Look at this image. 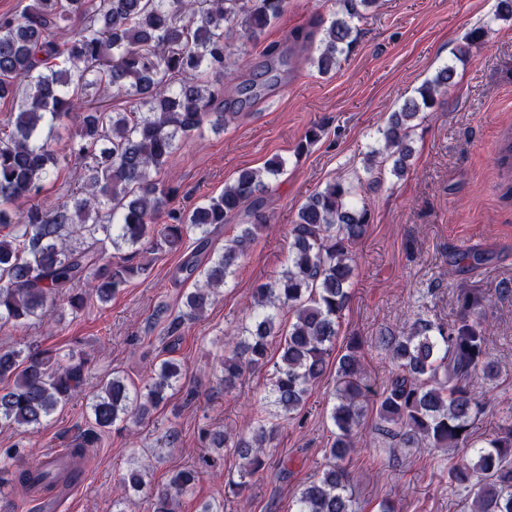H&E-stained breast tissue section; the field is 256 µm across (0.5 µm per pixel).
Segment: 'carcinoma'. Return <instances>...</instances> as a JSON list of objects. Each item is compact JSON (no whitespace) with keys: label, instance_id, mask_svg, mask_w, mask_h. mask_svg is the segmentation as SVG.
<instances>
[{"label":"carcinoma","instance_id":"carcinoma-1","mask_svg":"<svg viewBox=\"0 0 512 512\" xmlns=\"http://www.w3.org/2000/svg\"><path fill=\"white\" fill-rule=\"evenodd\" d=\"M288 0H30L19 15L0 16V101L11 103L0 121V327L35 319L49 323L47 304L61 297L73 312L82 309L81 285L106 304L137 276L150 275L151 262L136 260L152 250L177 249L189 233L208 245L209 227L247 222L224 248L200 261L187 256L178 273L194 280L182 309L169 324L175 333L197 319L220 296L258 232L270 221L260 194L280 175L284 162L275 157L257 169H243L224 191L188 211L168 208L175 190L156 179L177 150L178 142L205 123L221 129L230 113L215 103L211 81L237 79L231 48L250 44L285 12ZM71 30L61 42L60 30ZM352 27L334 19L323 33L317 71L336 70L338 56L351 44ZM487 26L470 29L456 59L485 42ZM452 69L444 67L418 89V97L390 115L380 132L381 145L365 159L366 173L380 180L384 171L401 178L412 156L411 135L420 113L448 88ZM132 100L129 112H90L89 90ZM79 115L69 158L81 168L80 183L63 200L16 204L37 197L56 176L62 158L52 148L56 126ZM497 165L510 179L503 199L512 200V132L497 153ZM356 187L333 180L299 208L290 229L288 264L272 281L253 288L249 322L228 339L222 363L224 391L234 389L245 371L268 362L270 344L278 343L279 361L267 390L266 404L288 418L307 404L312 388L336 356V402L330 410L333 439L325 449L321 476L298 489L295 512H358L350 493L344 461L356 447L368 410L375 400L373 428L397 438L405 448H468L472 458L455 464L448 478L469 489L474 512H512V417L501 420L497 435L474 440L477 415L490 405L479 396L478 381H493L499 370L487 349L480 320L491 304L481 291L462 288L453 319L437 323L417 314L410 331H383L372 339L391 365L384 389L374 394L364 381L365 341L347 338L334 353L339 319L347 307L355 271L354 248L369 227L366 205L355 201ZM168 222L156 225L161 214ZM130 249L120 262L107 257ZM488 261L478 249L457 252L452 266L474 268ZM287 311L293 321L283 325ZM88 360L70 357L61 364L50 351H0V423L37 427L59 405L88 384ZM185 367L171 358L160 361L140 388H129L119 375L104 382L89 401L95 430L65 449L64 469L43 457L24 461L16 451L0 458V480L24 491L47 493L81 468L97 440V431L137 420L164 403L180 386ZM279 427L257 422L252 435L229 438L206 433L210 447L232 448L240 458V481L232 493L249 486V478L266 468L267 448ZM198 471L174 472L168 488L151 499V512H179V497L193 489ZM145 484L143 471L127 470L113 512H124L127 492Z\"/></svg>","mask_w":512,"mask_h":512}]
</instances>
